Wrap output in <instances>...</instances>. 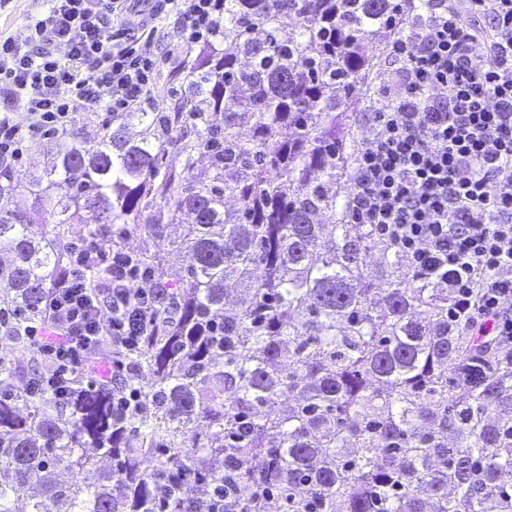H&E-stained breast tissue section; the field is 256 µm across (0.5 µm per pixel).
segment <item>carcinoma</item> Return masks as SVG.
Instances as JSON below:
<instances>
[{"label":"carcinoma","mask_w":512,"mask_h":512,"mask_svg":"<svg viewBox=\"0 0 512 512\" xmlns=\"http://www.w3.org/2000/svg\"><path fill=\"white\" fill-rule=\"evenodd\" d=\"M395 6L224 0V38L183 62L173 111L113 118L31 201L0 167L5 311L40 313L75 216L142 225L144 264L193 216L122 427L108 388L65 409L0 398V512H512V350L449 315L448 288L336 196L358 151L350 92L374 67L363 43L411 24ZM0 350L39 368L21 336Z\"/></svg>","instance_id":"carcinoma-1"}]
</instances>
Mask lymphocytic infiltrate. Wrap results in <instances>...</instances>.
<instances>
[{
    "label": "lymphocytic infiltrate",
    "instance_id": "lymphocytic-infiltrate-1",
    "mask_svg": "<svg viewBox=\"0 0 512 512\" xmlns=\"http://www.w3.org/2000/svg\"><path fill=\"white\" fill-rule=\"evenodd\" d=\"M133 0H50L10 33H0V165L43 140H63L77 112L108 115L151 102L158 21L174 18L182 49L214 46L224 0H146L138 30L120 23ZM420 24L388 45L392 69L384 105L357 156L346 199L352 223L369 224L451 291L454 308L478 333L512 347V0H424ZM104 275L94 279L87 253ZM170 288L152 269L98 241L65 249V264L41 315L0 318V334L23 335L47 372L13 380L0 359V391L69 403L79 387H111L112 420L125 422L140 399L99 376L136 373L133 356ZM111 351H104V344Z\"/></svg>",
    "mask_w": 512,
    "mask_h": 512
}]
</instances>
